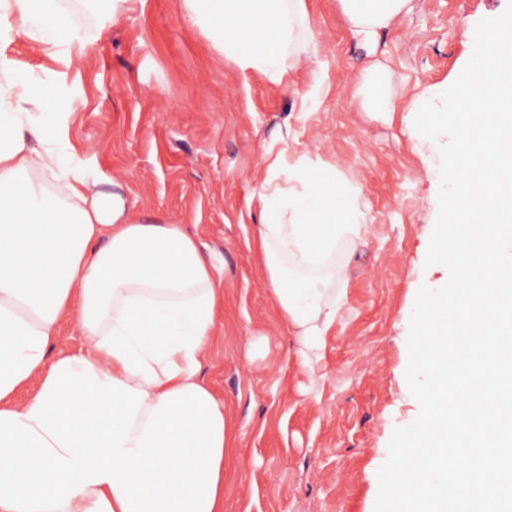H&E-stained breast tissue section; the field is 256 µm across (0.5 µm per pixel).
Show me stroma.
Segmentation results:
<instances>
[{
  "label": "stroma",
  "mask_w": 512,
  "mask_h": 512,
  "mask_svg": "<svg viewBox=\"0 0 512 512\" xmlns=\"http://www.w3.org/2000/svg\"><path fill=\"white\" fill-rule=\"evenodd\" d=\"M71 44H12L19 82L53 88L65 116L55 140L135 219L187 225L224 267V309L201 375L237 428L225 460L224 512H374L395 427L420 410L405 372L417 292L444 278L426 255L438 215L439 146L404 111L447 90L472 52L467 33L507 0H416L381 34L401 110L365 105L366 59L338 0H307L313 45L277 86L242 74L177 0H56ZM84 51L66 68L67 55ZM325 83H317L319 72ZM336 165L360 189L368 230L331 260L343 305L325 337L323 377H308L250 241L268 162Z\"/></svg>",
  "instance_id": "35a3bbf8"
}]
</instances>
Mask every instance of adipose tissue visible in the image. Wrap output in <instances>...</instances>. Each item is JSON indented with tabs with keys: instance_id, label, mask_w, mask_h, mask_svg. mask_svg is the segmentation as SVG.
Instances as JSON below:
<instances>
[{
	"instance_id": "obj_1",
	"label": "adipose tissue",
	"mask_w": 512,
	"mask_h": 512,
	"mask_svg": "<svg viewBox=\"0 0 512 512\" xmlns=\"http://www.w3.org/2000/svg\"><path fill=\"white\" fill-rule=\"evenodd\" d=\"M240 72L273 84L313 42L306 0H178ZM413 0H339L374 54ZM70 41L55 0H0V512H224L232 421L200 375L224 305L220 268L182 224H144L126 200L47 148L32 129L51 97L16 81L15 37ZM393 72L361 69L359 93L394 110ZM254 235L301 366L315 370L343 291L327 263L359 237L356 187L334 165L277 156ZM85 347L50 357L59 326ZM26 403L15 397L24 388Z\"/></svg>"
}]
</instances>
